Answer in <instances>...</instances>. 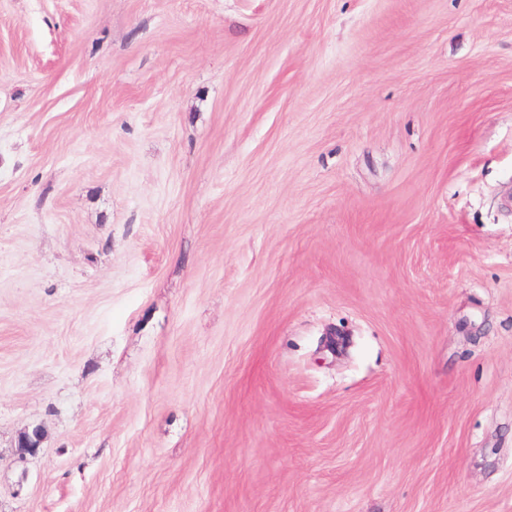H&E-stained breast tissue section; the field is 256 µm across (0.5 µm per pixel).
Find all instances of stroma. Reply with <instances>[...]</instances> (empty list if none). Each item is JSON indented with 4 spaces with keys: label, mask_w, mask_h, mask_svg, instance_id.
Returning a JSON list of instances; mask_svg holds the SVG:
<instances>
[{
    "label": "stroma",
    "mask_w": 512,
    "mask_h": 512,
    "mask_svg": "<svg viewBox=\"0 0 512 512\" xmlns=\"http://www.w3.org/2000/svg\"><path fill=\"white\" fill-rule=\"evenodd\" d=\"M0 512H512V0H0Z\"/></svg>",
    "instance_id": "obj_1"
}]
</instances>
